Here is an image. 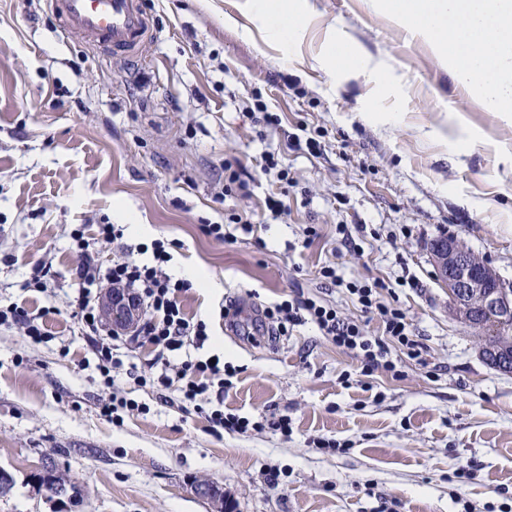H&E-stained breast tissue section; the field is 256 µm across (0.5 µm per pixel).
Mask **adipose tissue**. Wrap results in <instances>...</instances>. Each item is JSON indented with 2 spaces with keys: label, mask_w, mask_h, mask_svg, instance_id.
Masks as SVG:
<instances>
[{
  "label": "adipose tissue",
  "mask_w": 512,
  "mask_h": 512,
  "mask_svg": "<svg viewBox=\"0 0 512 512\" xmlns=\"http://www.w3.org/2000/svg\"><path fill=\"white\" fill-rule=\"evenodd\" d=\"M376 13L428 42L454 80L476 88L487 110L512 118V0H372ZM249 10L274 37L299 34L313 20L306 0H249ZM346 71L372 72L370 58L348 37L331 36L317 58Z\"/></svg>",
  "instance_id": "1"
}]
</instances>
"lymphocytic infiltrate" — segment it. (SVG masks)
Returning a JSON list of instances; mask_svg holds the SVG:
<instances>
[{"label":"lymphocytic infiltrate","instance_id":"obj_1","mask_svg":"<svg viewBox=\"0 0 512 512\" xmlns=\"http://www.w3.org/2000/svg\"><path fill=\"white\" fill-rule=\"evenodd\" d=\"M84 229L73 233L79 247L76 275L81 288L73 300L86 336L93 341L98 366L111 372L121 366L113 337L103 336L100 302L103 290L120 288L131 293L145 307L146 320L140 328L151 343L164 352L181 350L185 343L204 342L208 338L204 320L188 317L178 295L187 288L185 281L173 279L165 270L168 253L163 243H155L151 262H139L128 256L101 265L92 250L93 245L106 246L122 238L123 231L115 224L96 225L92 240H85ZM320 278L339 288H345L362 312L380 319L378 334L372 335L354 320L342 317L336 307L313 298L292 297L264 307L265 319L274 323L278 333L304 322L316 325L322 336L337 348L352 353L361 363L364 374L375 372L396 374L394 351H402L409 359H421L424 346L414 339L405 312L386 302L383 293L390 285L382 280L357 284L345 282L334 265L321 266ZM229 366L219 362L184 361L176 368L175 379L159 378L158 390H167L171 382L181 384L183 399L195 403L211 384H223L230 374Z\"/></svg>","mask_w":512,"mask_h":512}]
</instances>
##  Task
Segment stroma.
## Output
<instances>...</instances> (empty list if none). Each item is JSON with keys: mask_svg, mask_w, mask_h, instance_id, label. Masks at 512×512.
I'll return each instance as SVG.
<instances>
[{"mask_svg": "<svg viewBox=\"0 0 512 512\" xmlns=\"http://www.w3.org/2000/svg\"><path fill=\"white\" fill-rule=\"evenodd\" d=\"M307 4L313 22L286 44L247 0H143L150 34L123 60L65 31L47 0H0V309L41 314L47 332L35 343L0 324V469L13 477L0 512H214L191 489L200 480L223 487L235 512H512V374L483 360L429 257L433 239L452 236L512 281V123L370 0ZM337 31L391 70L399 95L315 66ZM258 99L273 124L251 119ZM452 107L485 139L459 157L444 143L464 126ZM310 138L317 149H294ZM268 153L287 180L256 168ZM234 159L250 198L221 193ZM272 193L287 219L264 210ZM241 212L254 234L229 223ZM80 224L125 226L100 263L121 250L149 261L159 240L174 278L214 280L179 296L209 329L179 357L234 368L224 393L185 411L179 385L158 398L137 378L169 374L168 360L129 332L114 393L137 408L101 416L103 378L71 305ZM204 224L224 225L227 238L205 236ZM340 224L356 228L360 252L342 245ZM46 263L47 290H29ZM325 264L347 281L396 284L424 361L401 354L399 377L368 376L313 323L276 338L257 330L259 307L296 291L377 329L317 277ZM219 408L253 429L213 432L206 413ZM283 416L286 435L268 426ZM49 458L77 496L38 482ZM470 461L472 479L459 481L455 467Z\"/></svg>", "mask_w": 512, "mask_h": 512, "instance_id": "stroma-1", "label": "stroma"}]
</instances>
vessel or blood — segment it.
I'll list each match as a JSON object with an SVG mask.
<instances>
[{
  "mask_svg": "<svg viewBox=\"0 0 512 512\" xmlns=\"http://www.w3.org/2000/svg\"><path fill=\"white\" fill-rule=\"evenodd\" d=\"M63 25L115 56H131L146 38L149 17L141 0H50Z\"/></svg>",
  "mask_w": 512,
  "mask_h": 512,
  "instance_id": "obj_1",
  "label": "vessel or blood"
}]
</instances>
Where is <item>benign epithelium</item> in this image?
Masks as SVG:
<instances>
[{"mask_svg": "<svg viewBox=\"0 0 512 512\" xmlns=\"http://www.w3.org/2000/svg\"><path fill=\"white\" fill-rule=\"evenodd\" d=\"M430 255L436 276L441 285L448 289V299L453 303L458 318L467 322L473 317L474 310L492 309L501 313L502 320L512 321V284L505 282L489 263L474 258L453 237L434 242ZM140 314L139 303L121 290L113 291L106 300L105 316L114 332L132 331ZM483 358L495 369L512 373V357L502 358L490 348ZM192 490L200 498L223 502L224 512H231V500L219 485L196 483Z\"/></svg>", "mask_w": 512, "mask_h": 512, "instance_id": "7a95c632", "label": "benign epithelium"}]
</instances>
